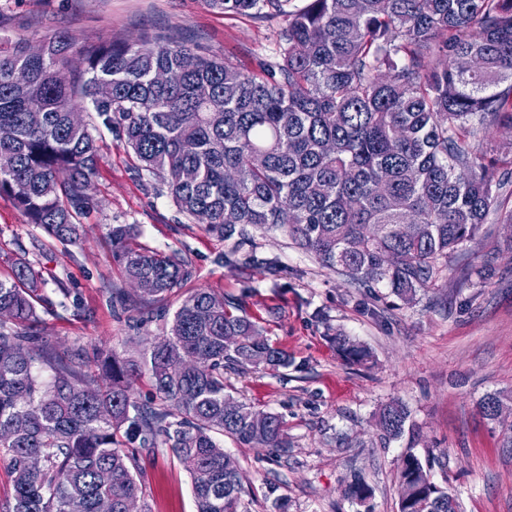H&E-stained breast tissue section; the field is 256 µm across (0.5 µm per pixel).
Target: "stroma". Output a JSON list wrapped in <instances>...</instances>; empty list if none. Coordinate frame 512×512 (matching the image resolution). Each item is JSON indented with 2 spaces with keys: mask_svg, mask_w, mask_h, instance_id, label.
Masks as SVG:
<instances>
[{
  "mask_svg": "<svg viewBox=\"0 0 512 512\" xmlns=\"http://www.w3.org/2000/svg\"><path fill=\"white\" fill-rule=\"evenodd\" d=\"M286 20L227 15L208 0H0V42L40 47L66 31L91 44L138 41L170 30L209 55L255 68L277 60ZM93 178L96 209L78 245H65L31 224L0 195V275L29 259L45 281L39 327L59 344L114 349L139 359L165 335L185 291L206 288L240 305L264 336L294 363L272 375L261 369L226 373L237 397L282 414L289 448L278 459L231 438L225 451L244 476L246 512H399V464L412 452L433 459L434 480L462 512H512V224L488 221L445 273L439 288L407 305L386 286L367 289L323 268L280 230H255L254 249L277 257L286 273L273 277L225 262L231 245L179 216L158 180L137 176L119 137L102 132ZM113 224H133L142 247L176 253L194 275L152 321L135 326L113 308L110 290L125 285L112 260ZM484 284L464 277L467 267ZM369 348L364 365L346 362L333 335ZM506 396L498 420L483 419L482 396ZM393 400L408 412L405 431L381 446L376 417ZM144 493L151 512H196L189 474L168 449L144 457ZM372 490L366 505L345 490L354 477Z\"/></svg>",
  "mask_w": 512,
  "mask_h": 512,
  "instance_id": "stroma-1",
  "label": "stroma"
}]
</instances>
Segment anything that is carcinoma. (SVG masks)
Masks as SVG:
<instances>
[{"mask_svg": "<svg viewBox=\"0 0 512 512\" xmlns=\"http://www.w3.org/2000/svg\"><path fill=\"white\" fill-rule=\"evenodd\" d=\"M226 13L282 15L279 60L245 71L199 53L172 33L142 43L78 45L60 32L38 57L0 47V195L70 245L95 206L97 138L70 119L77 99L124 140L135 169L155 176L179 214L234 240L241 268L278 277L251 230L283 228L322 266L405 304L437 285L491 215L512 224V151L489 156L493 126L512 127V0H208ZM85 67L66 75L67 56ZM194 58L191 68L187 57ZM164 69L168 84L152 81ZM42 121H28L30 105ZM112 258L128 280L112 306L146 322L192 270L175 254L132 246L134 225L113 224ZM42 278L27 261L0 278V456L14 489L11 512H111L142 503L140 458L163 447L191 478L197 512H243L244 476L219 437L277 456L284 418L235 397L224 371L292 366L235 303L209 289L188 294L159 346L140 360L110 348L61 349L38 330ZM237 338L224 346V337ZM346 360L369 352L340 334ZM109 380L100 388L90 366ZM148 375L155 400L132 383ZM501 393L478 402L497 419ZM399 401L378 414L379 439L399 438ZM399 512H460L431 463L401 459ZM349 499L370 497L355 478Z\"/></svg>", "mask_w": 512, "mask_h": 512, "instance_id": "carcinoma-1", "label": "carcinoma"}]
</instances>
